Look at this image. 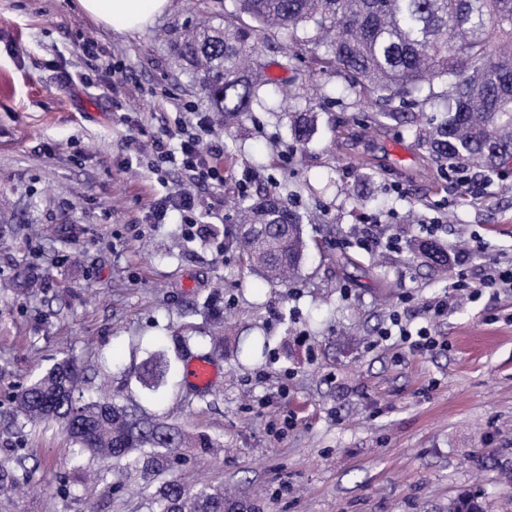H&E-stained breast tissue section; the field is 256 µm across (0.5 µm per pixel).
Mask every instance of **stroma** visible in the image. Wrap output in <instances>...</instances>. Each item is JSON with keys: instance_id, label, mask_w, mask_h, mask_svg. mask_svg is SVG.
I'll use <instances>...</instances> for the list:
<instances>
[{"instance_id": "35a3bbf8", "label": "stroma", "mask_w": 512, "mask_h": 512, "mask_svg": "<svg viewBox=\"0 0 512 512\" xmlns=\"http://www.w3.org/2000/svg\"><path fill=\"white\" fill-rule=\"evenodd\" d=\"M228 0H170L141 32L116 33L74 0H0V461L23 452L22 496L0 512H153L136 474L60 488L73 446L55 422L17 417L14 396L73 358L94 390L109 377L116 400L212 448H180L175 477L255 499L263 512H448L458 495L485 512H512V173L485 182L430 164L417 137L433 107L402 118L322 68L312 29L266 35L269 77L295 80L299 98L256 109L212 139L224 186L198 187L204 230L187 238L178 213L149 205L187 185L179 167L152 171L131 143L192 124L213 104L174 48ZM92 38L101 59L83 55ZM298 54L285 60V45ZM124 69L109 71L112 59ZM96 79L94 87L80 74ZM319 115L307 148L290 135L294 112ZM276 192L303 217L308 255L289 285L254 273L226 229L242 196ZM69 226L52 238L30 225ZM439 240L451 265L412 245ZM469 290L456 291L459 276ZM447 301L442 316L428 309ZM430 325L442 348L418 355L393 314ZM222 315L220 375L205 392L185 383L157 394L137 372L174 336H210Z\"/></svg>"}]
</instances>
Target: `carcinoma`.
<instances>
[{
  "instance_id": "cac0c4a2",
  "label": "carcinoma",
  "mask_w": 512,
  "mask_h": 512,
  "mask_svg": "<svg viewBox=\"0 0 512 512\" xmlns=\"http://www.w3.org/2000/svg\"><path fill=\"white\" fill-rule=\"evenodd\" d=\"M224 16L211 17L184 34L178 59L198 77L224 122L256 108H270L268 77L258 41L272 29L311 27L328 65L360 87L381 115H398L395 103L427 92L433 116L418 130L429 159L451 168L472 165L491 182L512 168V0H231ZM317 115L297 112L294 142L304 147L317 131ZM233 243L266 278L288 284L306 258L302 218L287 201L270 195L240 201ZM418 249L438 268L448 254L432 241ZM173 376L162 349L138 372L142 387L156 391ZM76 363L65 359L16 398L17 415L55 421L71 441L73 471L83 460L104 480L120 465L134 467L151 492L156 512H261L259 504L224 495L209 485L157 479L173 467L182 447L180 429L120 405L101 385L83 393ZM448 512H482L474 496L460 495Z\"/></svg>"
}]
</instances>
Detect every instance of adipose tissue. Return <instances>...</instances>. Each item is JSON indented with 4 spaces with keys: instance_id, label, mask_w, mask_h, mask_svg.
Returning <instances> with one entry per match:
<instances>
[{
    "instance_id": "1",
    "label": "adipose tissue",
    "mask_w": 512,
    "mask_h": 512,
    "mask_svg": "<svg viewBox=\"0 0 512 512\" xmlns=\"http://www.w3.org/2000/svg\"><path fill=\"white\" fill-rule=\"evenodd\" d=\"M76 6L112 31L125 33L147 29L169 0H76Z\"/></svg>"
}]
</instances>
